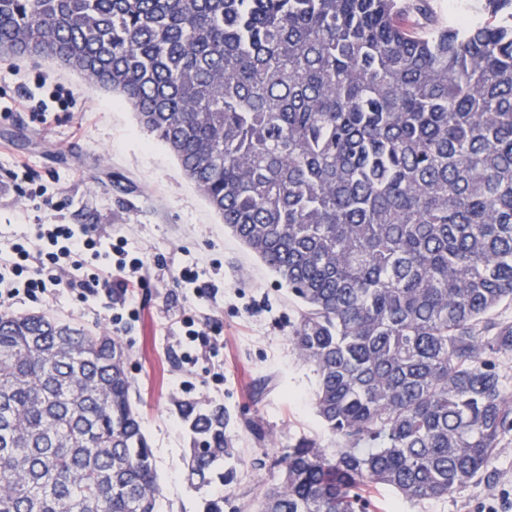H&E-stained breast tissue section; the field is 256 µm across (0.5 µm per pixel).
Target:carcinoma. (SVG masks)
Segmentation results:
<instances>
[{
  "label": "carcinoma",
  "instance_id": "cac0c4a2",
  "mask_svg": "<svg viewBox=\"0 0 512 512\" xmlns=\"http://www.w3.org/2000/svg\"><path fill=\"white\" fill-rule=\"evenodd\" d=\"M0 0V54L129 106L302 303L292 340L343 442L277 461L255 512L444 498L512 434V0ZM122 344L0 314V512H158ZM188 477L224 485L221 406L179 405Z\"/></svg>",
  "mask_w": 512,
  "mask_h": 512
}]
</instances>
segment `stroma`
<instances>
[{
    "label": "stroma",
    "instance_id": "obj_1",
    "mask_svg": "<svg viewBox=\"0 0 512 512\" xmlns=\"http://www.w3.org/2000/svg\"><path fill=\"white\" fill-rule=\"evenodd\" d=\"M47 74L66 90L62 103L50 101ZM57 211L95 236H124L144 260L142 282L123 306L77 288L18 299L11 311H45L121 340L163 487L159 512H204L212 497L187 477L193 435L178 403L221 405L231 416L237 476L224 487V512H250L258 477L276 481L270 462L299 442L336 451L315 411L318 377L291 341L298 299L230 233L130 108L57 64L0 55V250ZM192 263L197 288L175 287L174 274ZM187 318L200 332L192 342ZM265 379L268 389L256 393ZM495 487L512 491V435L487 476L452 495L411 501L380 486L367 512H479Z\"/></svg>",
    "mask_w": 512,
    "mask_h": 512
}]
</instances>
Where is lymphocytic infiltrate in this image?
Segmentation results:
<instances>
[{"instance_id":"1","label":"lymphocytic infiltrate","mask_w":512,"mask_h":512,"mask_svg":"<svg viewBox=\"0 0 512 512\" xmlns=\"http://www.w3.org/2000/svg\"><path fill=\"white\" fill-rule=\"evenodd\" d=\"M143 264L142 257L128 251L124 237L105 244L56 216L36 225L33 237L20 238L0 259V307L12 306L19 294L35 298L61 285L108 295L113 287L138 283ZM114 271L119 281H111ZM9 273L14 276L10 283L5 280Z\"/></svg>"}]
</instances>
